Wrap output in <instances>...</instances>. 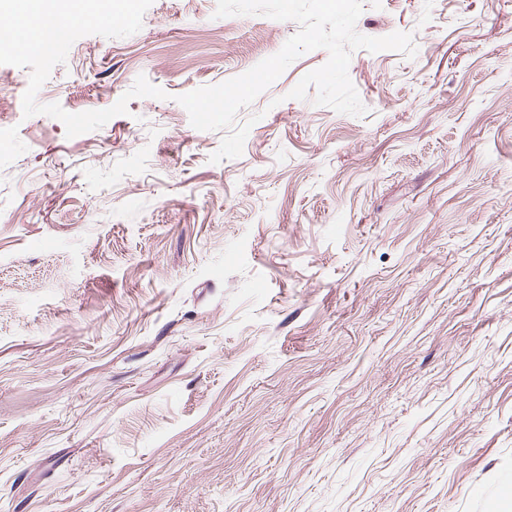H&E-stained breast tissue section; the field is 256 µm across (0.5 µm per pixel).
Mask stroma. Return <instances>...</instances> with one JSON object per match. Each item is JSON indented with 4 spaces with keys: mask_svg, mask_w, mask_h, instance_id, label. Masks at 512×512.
<instances>
[{
    "mask_svg": "<svg viewBox=\"0 0 512 512\" xmlns=\"http://www.w3.org/2000/svg\"><path fill=\"white\" fill-rule=\"evenodd\" d=\"M153 0L37 93L0 65V512H512V0H363L366 108L178 95L299 30Z\"/></svg>",
    "mask_w": 512,
    "mask_h": 512,
    "instance_id": "1",
    "label": "stroma"
}]
</instances>
